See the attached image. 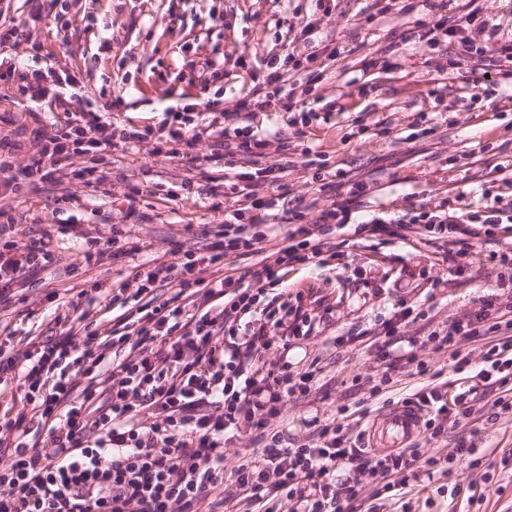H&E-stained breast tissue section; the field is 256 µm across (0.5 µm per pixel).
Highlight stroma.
<instances>
[{"label":"stroma","mask_w":512,"mask_h":512,"mask_svg":"<svg viewBox=\"0 0 512 512\" xmlns=\"http://www.w3.org/2000/svg\"><path fill=\"white\" fill-rule=\"evenodd\" d=\"M383 5L384 0H332L322 34L344 53L328 62L321 83L311 86L305 73L296 76L307 106L332 117L311 123L299 147L310 148L314 167L340 168L360 180L380 175L364 208L353 213L356 223L373 208L390 215L404 211L421 192L435 203L457 198L459 208L472 212L482 210L490 194L512 199V187L500 186L502 173L512 174V62L502 64L496 101L474 98L469 67L447 68L439 51L406 43L411 16L383 13ZM29 10L27 0H0V23L12 20L24 27L16 61L30 70L69 71L95 99L124 92L126 108L116 119L138 126L159 122L170 104L159 79L168 66L181 63L180 87L189 89L195 54L182 51V40L200 36L215 58L244 50L263 56L277 45L273 34L261 31L264 18L274 14L300 28L312 13L309 0H42L41 18L34 23ZM214 10L223 12V21L212 20ZM386 58L400 61L401 69H384ZM420 112L434 116L435 129L426 136L414 135L411 127ZM223 128V116H216L192 166L117 145L103 164L112 178L97 188L74 179L46 181L21 203L0 187V206L11 209L17 221L16 239L51 224L65 227L54 242L56 264L31 282L25 302L0 309V340L23 349L29 341L56 336L55 305L47 298L53 291L58 303L78 302L99 328H109L112 315L102 294L128 280L135 266L170 261L175 250L207 252L213 238L202 230L222 219L211 204L248 205L246 198L224 197L233 170L205 159ZM187 180L192 191L168 201L165 189ZM127 183L146 191L132 213L123 197ZM104 224L121 225L135 250L86 263L82 239ZM488 252L478 243L446 263L442 249L420 237L366 233L351 237L322 265L289 269L284 277L289 294H313L327 310L292 353L296 362L319 358L323 371L308 398L285 405L282 428L289 443L306 441L311 418L334 417L341 406L361 401L373 405L378 375L370 349L338 346L334 339L389 320L400 298L417 301L427 313L406 329L418 342L420 357L450 367L451 351L425 347L427 335L477 309L484 295L512 298V288L500 286ZM433 276L441 278L439 287L430 286ZM92 287L101 294L91 300L84 292ZM474 442L473 457H454L450 474H436L426 492L386 501L377 512H512V416L481 420Z\"/></svg>","instance_id":"35a3bbf8"}]
</instances>
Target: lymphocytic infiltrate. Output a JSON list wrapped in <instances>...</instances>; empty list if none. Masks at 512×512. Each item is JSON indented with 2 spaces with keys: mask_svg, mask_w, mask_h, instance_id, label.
Here are the masks:
<instances>
[{
  "mask_svg": "<svg viewBox=\"0 0 512 512\" xmlns=\"http://www.w3.org/2000/svg\"><path fill=\"white\" fill-rule=\"evenodd\" d=\"M421 6L423 16L414 22L419 40L435 49L449 39L456 46L449 67L469 66L477 96H494L487 62L496 56L512 62V40L499 41L498 24L481 8L454 19L448 0H421ZM474 30L485 34L483 45H475ZM318 35L309 22L298 45L235 59L234 69L246 72L249 81L225 109L229 123L209 159L237 172L224 187L225 197L243 195L250 205L225 210L219 240L208 254L187 251L167 263L138 266L131 283L112 291L108 305L119 314L108 333L93 328L88 312L76 307L55 316L60 334L54 340L8 355L0 351V385L18 382L27 404L0 420V455L7 457L0 465V512H361L362 481H369L376 497L416 489L443 468L427 445L447 439L449 428L512 413V310H502L488 294L477 310L427 337L436 352L464 343L481 344L483 351L473 384L456 397L442 382L406 394L405 403L427 414L419 443L378 454L327 420L309 442L290 448L275 431L288 399L309 396L321 368L314 360L299 370L288 358L296 340L307 338L315 314L302 302L276 301L268 288L288 266L316 262L333 250L329 234L347 226L350 206L365 196L368 184L337 170L336 200L319 210L303 202L289 209L281 246L266 251L264 241L278 224L276 207L288 195L290 147L281 142L282 156L273 165L238 171V164L262 156L267 140L230 119L255 109L285 112L296 136H303L316 114L288 87L301 66L316 59ZM0 87L30 102L0 135V183L18 198L55 178L88 188L107 181L99 161L117 141L151 142L166 158L193 165V150L209 128L207 114L217 105L211 98L187 100L166 108L159 125L126 127L111 118L125 106L118 94L106 110H68L49 121L48 90L27 71L0 65ZM27 146L37 153L16 168L13 157ZM78 156L85 157V167H75ZM259 181L272 188L271 197L258 196ZM501 222L494 206L464 212L450 199L434 204L423 198L406 213L371 216L355 232L402 238L415 230L432 241H451L464 256L475 230L491 243ZM14 224L0 209V306L11 304L21 279L35 278L55 262L50 231L18 246L10 239ZM238 252L259 256V268L225 272V258ZM210 268L214 277L204 278ZM163 286L169 297H160ZM423 317L416 304L402 299L379 331L338 337L341 345L364 339L373 348L380 374L373 393L398 370L411 376L429 372L416 351L402 347L406 327ZM243 432L259 450L225 470L224 447L230 435Z\"/></svg>",
  "mask_w": 512,
  "mask_h": 512,
  "instance_id": "1",
  "label": "lymphocytic infiltrate"
}]
</instances>
